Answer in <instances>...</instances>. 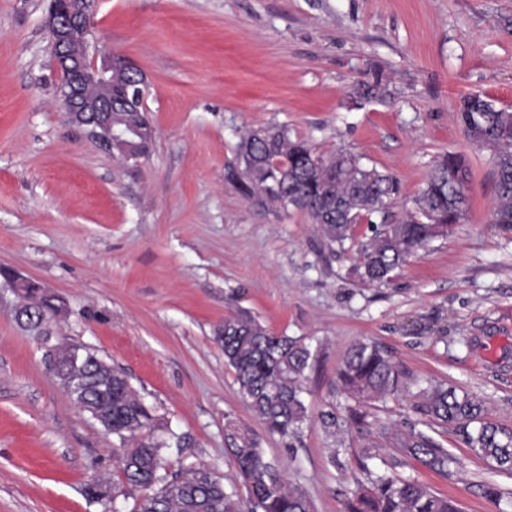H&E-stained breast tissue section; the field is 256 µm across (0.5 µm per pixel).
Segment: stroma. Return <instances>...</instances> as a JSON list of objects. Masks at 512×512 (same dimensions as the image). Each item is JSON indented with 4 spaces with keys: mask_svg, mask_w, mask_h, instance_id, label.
I'll return each mask as SVG.
<instances>
[{
    "mask_svg": "<svg viewBox=\"0 0 512 512\" xmlns=\"http://www.w3.org/2000/svg\"><path fill=\"white\" fill-rule=\"evenodd\" d=\"M44 10L45 0H0V270L62 296L55 334L127 373L180 438L163 451L168 471L208 465L245 497L224 441L231 418L314 512H343L369 479L368 434L329 432L319 416H346L336 372L349 346L371 340L400 374L372 416L454 458L441 475L387 445V465L462 512H496L487 481L512 498V476L419 410L422 390L441 382L512 429V229L492 218L491 152L457 122L470 94L512 109V0H99V49L147 77L154 141L136 161L66 119ZM377 74L386 96L354 97ZM260 125L394 175L399 215L437 157L462 154L469 213L389 284H362L305 212L254 205L229 180L242 133ZM18 303L0 288V512H105L85 489L115 480L118 444L49 374L40 338L14 320ZM240 310L319 353L297 437L265 430L214 340Z\"/></svg>",
    "mask_w": 512,
    "mask_h": 512,
    "instance_id": "35a3bbf8",
    "label": "stroma"
}]
</instances>
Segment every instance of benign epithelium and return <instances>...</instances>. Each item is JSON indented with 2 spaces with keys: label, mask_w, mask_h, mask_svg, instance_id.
Masks as SVG:
<instances>
[{
  "label": "benign epithelium",
  "mask_w": 512,
  "mask_h": 512,
  "mask_svg": "<svg viewBox=\"0 0 512 512\" xmlns=\"http://www.w3.org/2000/svg\"><path fill=\"white\" fill-rule=\"evenodd\" d=\"M98 0H49L44 26L49 37L53 65L59 75V99L69 122L84 127L88 135L105 148H112V121L86 120L91 112L112 113V73L137 69V65L118 51L97 57L91 52L94 42V16ZM46 347L45 364L52 375L67 368L80 367L78 351L67 359L56 354L51 343L50 324L36 327Z\"/></svg>",
  "instance_id": "1"
}]
</instances>
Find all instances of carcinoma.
Listing matches in <instances>:
<instances>
[{
  "mask_svg": "<svg viewBox=\"0 0 512 512\" xmlns=\"http://www.w3.org/2000/svg\"><path fill=\"white\" fill-rule=\"evenodd\" d=\"M380 80L362 81L356 94L381 97ZM485 97L468 95L461 101L458 121L468 139L492 151L496 178L494 223L512 227V111L488 112ZM112 127L137 129L127 141L112 143V154L137 160L150 152L154 128L144 111L121 107L112 112ZM240 172L232 180L245 195L261 205L292 206L306 212L321 228L330 253L355 250L352 274L366 285L389 282L397 269L419 248L447 235L469 211L466 194L471 173L466 159L443 155L413 200L414 208L400 217L392 209L401 195L399 180L375 167H365L351 153L324 158L303 141L290 137L287 127L249 129L238 146ZM378 215L381 228L366 241L355 242V226ZM17 294L36 321L66 316L64 300L34 280L18 285ZM215 341L234 369L240 392L264 428L282 437L297 436L309 419L303 394L316 353L303 336L269 331L254 316L241 311L224 319ZM101 357L83 347V367L62 385L72 403L89 414L123 448L116 459L121 487L140 491L132 512H313L306 494L291 487L266 461L251 431L232 419L224 422V439L237 473L248 491L242 504L226 490L224 476L211 468L190 464L163 474L162 449L174 434L137 394L126 373L99 368ZM339 387L361 406L395 392L399 373L386 351L375 342L351 346L338 372ZM423 414L453 428L462 443L503 473L512 474V429L487 417L479 399L453 387L433 385L423 391ZM378 437L420 466L447 472L452 456L434 438L414 429L378 426ZM345 512H461L457 502L434 493L418 478L383 473L359 485L345 503Z\"/></svg>",
  "mask_w": 512,
  "mask_h": 512,
  "instance_id": "cac0c4a2",
  "label": "carcinoma"
}]
</instances>
